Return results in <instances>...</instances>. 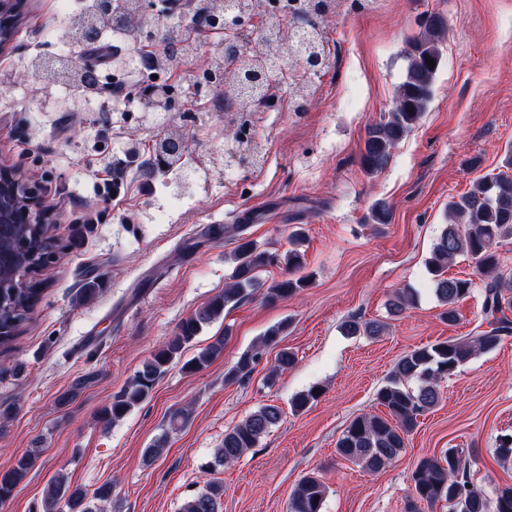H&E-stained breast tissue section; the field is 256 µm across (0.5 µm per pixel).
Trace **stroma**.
<instances>
[{"mask_svg": "<svg viewBox=\"0 0 512 512\" xmlns=\"http://www.w3.org/2000/svg\"><path fill=\"white\" fill-rule=\"evenodd\" d=\"M83 9L84 0H27L0 53V164L38 175L59 245L36 275L38 304L0 350V471L27 450L40 451L0 512H45V490L60 472L89 492L111 483L114 512H180L210 480L224 489L221 512H288L309 473L326 487L323 512H407L418 461L451 448L470 453L485 492L512 483V459L498 456L503 436H512V335L442 380L438 404L381 472L336 453L354 417L383 414L376 392L405 352L469 335L482 320L478 287L457 303L455 323L442 318L425 261L449 199L500 172L512 149V0H340L317 20L324 68L307 70L283 46L285 65L259 106L241 98L229 77L222 101L198 88L219 51L214 34L160 68L163 43L133 21L125 42L113 43L110 67L97 68L60 38ZM429 13L447 23L433 98L387 167L368 174L359 163L366 129L387 119L409 41ZM59 53L96 67V98L32 68L35 55ZM149 77L176 91L165 117L123 97ZM298 85L310 95L303 112L294 109ZM109 98L116 110L100 111ZM242 130L260 146L258 162L241 160ZM160 132L185 138L184 171L152 152ZM109 171L121 180L108 203L102 180ZM378 202L390 207V223L372 221ZM86 214L95 223H82ZM295 224L305 233L310 286L275 303L255 290L198 336L200 348L226 338L206 369L172 365L146 401L102 422V409L151 352L223 291L238 236L281 254ZM92 281L99 290L82 301ZM399 288L415 289L417 301L393 317L387 304ZM352 318L386 328L376 337L348 336L343 324ZM281 322L296 365L267 385L271 349L248 377L225 381L239 356ZM314 387L317 401L294 412L292 399ZM269 403L282 409L281 422L237 463L206 473L225 431ZM180 409L189 418L169 431ZM162 434L167 448L145 461Z\"/></svg>", "mask_w": 512, "mask_h": 512, "instance_id": "stroma-1", "label": "stroma"}]
</instances>
